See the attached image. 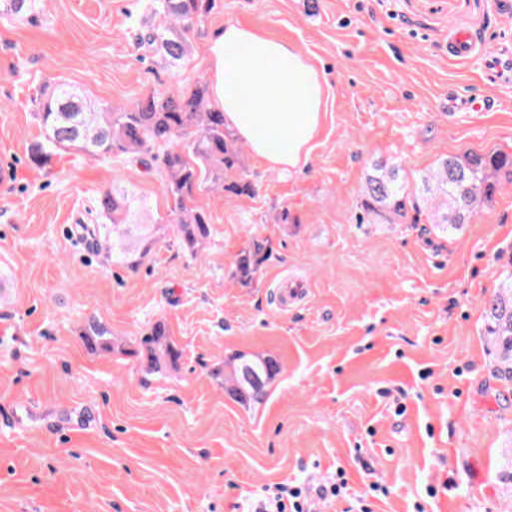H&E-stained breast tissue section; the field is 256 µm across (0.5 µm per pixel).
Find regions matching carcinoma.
I'll use <instances>...</instances> for the list:
<instances>
[{
    "instance_id": "1",
    "label": "carcinoma",
    "mask_w": 512,
    "mask_h": 512,
    "mask_svg": "<svg viewBox=\"0 0 512 512\" xmlns=\"http://www.w3.org/2000/svg\"><path fill=\"white\" fill-rule=\"evenodd\" d=\"M40 0H0V17L28 23L39 14ZM217 0H148L138 46L170 68L192 54V34L212 14ZM34 118L41 132L31 152L36 165L47 164L60 150L77 149L98 159L136 160L156 167L164 176L171 199L166 223L141 222L145 202L124 189L103 191L95 214L101 224L85 227L92 248L108 264L137 266L152 247L173 232L183 250L196 259L211 235V217L196 203L206 189L251 196L253 184L241 163L242 146L224 124L208 82H179L114 106L90 99L82 89L59 80L46 81L32 98ZM512 186V152H464L439 160L436 167L410 185L396 165L378 163L362 191L363 224L426 222L442 232L469 223L478 209L507 186ZM272 256L268 240L253 236L237 255L232 277L249 284ZM485 334L495 351L494 374L512 381V270L504 269L497 290L486 302ZM92 353L119 352L136 357L148 372L177 366L182 351L170 337L168 325L156 321L128 352L110 331L95 320L84 330ZM270 354L237 353L216 364L212 375L237 403L260 404L268 387L282 373Z\"/></svg>"
}]
</instances>
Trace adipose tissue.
<instances>
[{
    "label": "adipose tissue",
    "mask_w": 512,
    "mask_h": 512,
    "mask_svg": "<svg viewBox=\"0 0 512 512\" xmlns=\"http://www.w3.org/2000/svg\"><path fill=\"white\" fill-rule=\"evenodd\" d=\"M212 101L225 123L269 168L304 169L329 88L293 44L238 23L207 45Z\"/></svg>",
    "instance_id": "1"
}]
</instances>
